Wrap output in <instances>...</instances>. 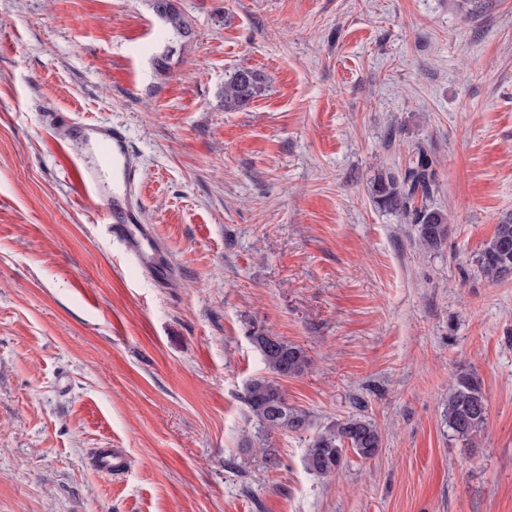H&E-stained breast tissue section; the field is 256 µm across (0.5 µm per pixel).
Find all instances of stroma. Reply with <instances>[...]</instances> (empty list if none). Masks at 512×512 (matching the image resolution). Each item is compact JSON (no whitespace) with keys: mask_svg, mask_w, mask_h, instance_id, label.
Here are the masks:
<instances>
[{"mask_svg":"<svg viewBox=\"0 0 512 512\" xmlns=\"http://www.w3.org/2000/svg\"><path fill=\"white\" fill-rule=\"evenodd\" d=\"M177 5L186 43L148 0H0V512H512V277L477 265L512 213V0ZM241 67L266 86L228 112ZM57 113L126 129L167 281L67 178ZM421 147L435 251L370 193ZM265 332L312 361L281 381L304 431L246 413ZM463 369L488 399L470 443L444 418ZM352 415L378 453L309 472ZM94 462L101 471L111 475H118L127 468L125 455L116 448H99Z\"/></svg>","mask_w":512,"mask_h":512,"instance_id":"obj_1","label":"stroma"}]
</instances>
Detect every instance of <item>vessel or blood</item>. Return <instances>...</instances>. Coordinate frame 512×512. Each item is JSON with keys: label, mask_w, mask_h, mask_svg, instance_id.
<instances>
[{"label": "vessel or blood", "mask_w": 512, "mask_h": 512, "mask_svg": "<svg viewBox=\"0 0 512 512\" xmlns=\"http://www.w3.org/2000/svg\"><path fill=\"white\" fill-rule=\"evenodd\" d=\"M72 136L92 145L100 162L86 159L68 161L67 174L85 199L103 197L105 222L114 237L122 239L143 270L154 277L167 276L169 269L158 251L155 236L140 223L142 180L137 153L121 127L92 121L66 120ZM111 186V196H104V186ZM96 467L108 474H120L127 467L125 455L115 448L98 449Z\"/></svg>", "instance_id": "vessel-or-blood-1"}]
</instances>
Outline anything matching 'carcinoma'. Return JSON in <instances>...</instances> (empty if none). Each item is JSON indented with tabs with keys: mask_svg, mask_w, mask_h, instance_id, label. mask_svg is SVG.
Returning a JSON list of instances; mask_svg holds the SVG:
<instances>
[{
	"mask_svg": "<svg viewBox=\"0 0 512 512\" xmlns=\"http://www.w3.org/2000/svg\"><path fill=\"white\" fill-rule=\"evenodd\" d=\"M156 17L179 40L194 36L192 20L178 7L177 0H149ZM265 75L252 68L234 70L224 82V110L235 111L249 105L265 88ZM435 172L431 154L419 150L415 163L404 174L384 171L371 182V197L377 206L401 212L417 227L418 241L425 249H436L448 238V216L426 205L432 193ZM483 275L491 280L512 275V215L496 226L493 237L477 259ZM271 376L252 379L246 388L244 405L250 417L266 431L299 432L306 428L308 416L288 404L278 383L282 377H295L308 370L311 359L304 349L278 336L262 333L251 337ZM488 401L475 373L462 371L448 392L445 421L455 435L467 442L482 431L487 419ZM380 435L374 423L361 416H350L317 433L306 449L304 464L308 471L324 477L336 474L350 449L362 459H369L380 448Z\"/></svg>",
	"mask_w": 512,
	"mask_h": 512,
	"instance_id": "cac0c4a2",
	"label": "carcinoma"
}]
</instances>
